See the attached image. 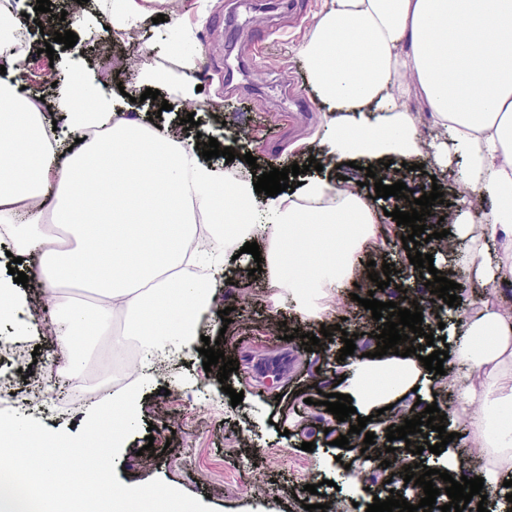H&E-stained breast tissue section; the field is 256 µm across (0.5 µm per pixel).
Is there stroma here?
I'll use <instances>...</instances> for the list:
<instances>
[{
  "instance_id": "stroma-1",
  "label": "stroma",
  "mask_w": 512,
  "mask_h": 512,
  "mask_svg": "<svg viewBox=\"0 0 512 512\" xmlns=\"http://www.w3.org/2000/svg\"><path fill=\"white\" fill-rule=\"evenodd\" d=\"M326 5L327 0H183L185 24L194 32L190 47L199 57L191 75L200 91L196 101L173 100L171 110L165 112L160 101L143 99L140 78L144 63L164 72L176 61L172 47L178 37L166 35L160 23L119 36L105 49L94 39L63 48L53 41L58 23H45L43 30L32 31L33 52L15 78L32 99L51 109L57 91L49 76L67 85L95 83L118 93L126 112L155 118L158 125L173 128L179 139L192 141L200 135L234 148L237 161L216 158L219 171L250 173L242 160L249 153L256 157L260 171L267 172L279 159L304 161L324 119L325 109L294 48L313 32ZM253 10L268 20L264 35H255L245 23ZM49 42L55 50L51 58L42 52ZM190 114L199 120L198 129L181 125V118ZM418 160L424 168L407 171L408 188L422 193L432 183L442 184L447 204L442 227L453 229L468 199L456 165L440 167L427 147ZM394 208V201L378 200L379 232L360 249L332 312L319 323L291 314L287 292L268 288L266 274L255 273L251 254L235 259L234 283L218 292L214 304L215 309H229L231 322L222 333L215 319L204 318L200 333L219 340L225 358L237 360L239 369L227 383L242 392V402L231 405L217 372L204 371L198 351L165 361L138 396L140 428L115 461L118 480L133 486L159 478L206 502L215 512H305L311 501L302 489L306 483L317 485L319 498L331 502L338 512H360L369 493L401 487L403 466L420 462V455L400 454L395 468L374 465L360 455L342 476L323 469L328 443L348 429L317 402L319 379H327V392L337 389L331 357L342 348L343 333L353 332L365 314L359 299L372 296L397 302L402 293L417 296L424 289L402 243L411 229L393 220ZM372 260L397 269L391 286L375 293L360 285ZM21 297L30 322L26 332L17 330L11 312L0 313V337H11L19 346L17 355L0 353V387L10 386L14 393L13 398H0V410L10 408L50 430L77 434L100 393L124 385L129 376L92 375L79 369L76 375L84 382L83 390H71L66 404L58 405L53 395L59 382L49 375L51 360L61 355L51 331L56 312L42 293L39 276H29ZM495 299V292L479 297L472 283L462 284L458 307L440 316L428 312L423 329L436 341L423 347L422 355L444 349L460 313ZM324 328L332 330L331 340L307 349L302 334L316 336ZM290 329L300 335L288 341L284 335ZM23 364L34 368L30 379L19 372ZM305 442L314 443V451L302 450Z\"/></svg>"
}]
</instances>
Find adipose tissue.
Wrapping results in <instances>:
<instances>
[{
    "label": "adipose tissue",
    "instance_id": "ef3b65f1",
    "mask_svg": "<svg viewBox=\"0 0 512 512\" xmlns=\"http://www.w3.org/2000/svg\"><path fill=\"white\" fill-rule=\"evenodd\" d=\"M171 0H112L114 32L164 15L184 26ZM10 0H0V239L33 259L43 293L59 313L53 334L69 369L81 367L83 337L121 321L112 350L137 337L140 367L160 353L194 349L199 320L227 281L224 260L254 238L270 287H283L285 261L306 268L323 302L297 315L321 318L343 287L357 250L375 233L373 201L349 184L304 181L266 197L256 212L250 179L221 180L195 143L176 140L118 110L111 93L86 86L59 97L65 136L9 72L29 45L14 36ZM329 113L315 137L321 161L362 160L383 169L419 154L422 140L406 106L419 91L442 139L440 163L465 158L462 184L476 202L456 220L469 270L498 295L512 288V0H330L314 34L297 46ZM449 364L461 365L454 426L463 437L440 464L452 477L480 451L483 493L512 479V310L488 305L466 317ZM358 417L408 398L430 374L416 356L343 364Z\"/></svg>",
    "mask_w": 512,
    "mask_h": 512
}]
</instances>
